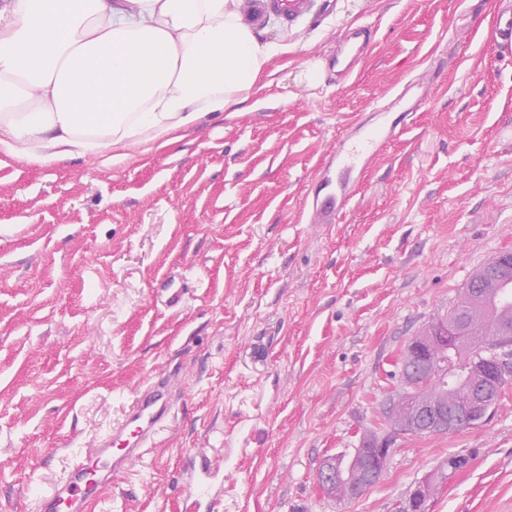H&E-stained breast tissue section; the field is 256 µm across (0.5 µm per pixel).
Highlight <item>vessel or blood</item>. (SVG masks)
<instances>
[{
	"label": "vessel or blood",
	"mask_w": 512,
	"mask_h": 512,
	"mask_svg": "<svg viewBox=\"0 0 512 512\" xmlns=\"http://www.w3.org/2000/svg\"><path fill=\"white\" fill-rule=\"evenodd\" d=\"M314 0H247L245 20L254 27L276 18L296 25L312 12ZM496 55L512 59V7L493 13ZM375 41L372 26L362 25L343 37V50L336 57V69L352 77L357 65ZM429 95L427 86L408 82L381 107L371 119L354 127L341 140L332 159L321 166L313 179V190L305 214L312 224H335L356 195L362 172L387 149L401 133L413 112L418 111ZM174 410V401L164 380L158 379L142 389L122 420L103 436L91 456L74 461L56 491L44 497L40 512H85L104 483L122 473L148 448L154 447L160 426ZM213 468L208 457L194 460L189 489L195 512L211 508Z\"/></svg>",
	"instance_id": "1"
}]
</instances>
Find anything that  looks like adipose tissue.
Masks as SVG:
<instances>
[{"label":"adipose tissue","instance_id":"ef3b65f1","mask_svg":"<svg viewBox=\"0 0 512 512\" xmlns=\"http://www.w3.org/2000/svg\"><path fill=\"white\" fill-rule=\"evenodd\" d=\"M283 46L237 0H0V154L127 158L240 114Z\"/></svg>","mask_w":512,"mask_h":512}]
</instances>
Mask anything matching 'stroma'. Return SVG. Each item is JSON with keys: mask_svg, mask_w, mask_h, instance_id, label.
I'll use <instances>...</instances> for the list:
<instances>
[{"mask_svg": "<svg viewBox=\"0 0 512 512\" xmlns=\"http://www.w3.org/2000/svg\"><path fill=\"white\" fill-rule=\"evenodd\" d=\"M361 23L375 47L337 80L336 42ZM263 38L288 51L251 110L174 149L107 166L0 155V512H37L159 376L174 420L90 512H189L201 451L219 466L213 512H397L458 453L473 459L427 512H512V385L481 426L399 439L358 499L317 481L327 456L382 432L410 339L512 249V60L490 47L489 0H335ZM411 80L430 96L340 223L302 220L343 132ZM168 278L180 308L157 292Z\"/></svg>", "mask_w": 512, "mask_h": 512, "instance_id": "35a3bbf8", "label": "stroma"}]
</instances>
